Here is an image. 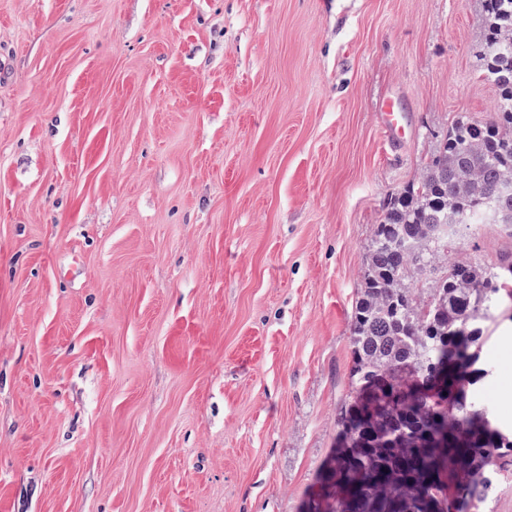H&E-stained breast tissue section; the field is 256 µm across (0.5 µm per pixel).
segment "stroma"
Returning a JSON list of instances; mask_svg holds the SVG:
<instances>
[{
  "label": "stroma",
  "instance_id": "1",
  "mask_svg": "<svg viewBox=\"0 0 512 512\" xmlns=\"http://www.w3.org/2000/svg\"><path fill=\"white\" fill-rule=\"evenodd\" d=\"M481 23L480 0H0V512H302L385 203L494 109ZM511 255L495 224L448 244ZM481 360L467 396L512 431V302ZM383 133L388 142L400 143L408 132V120L404 112L394 109L391 100H387L380 114Z\"/></svg>",
  "mask_w": 512,
  "mask_h": 512
}]
</instances>
